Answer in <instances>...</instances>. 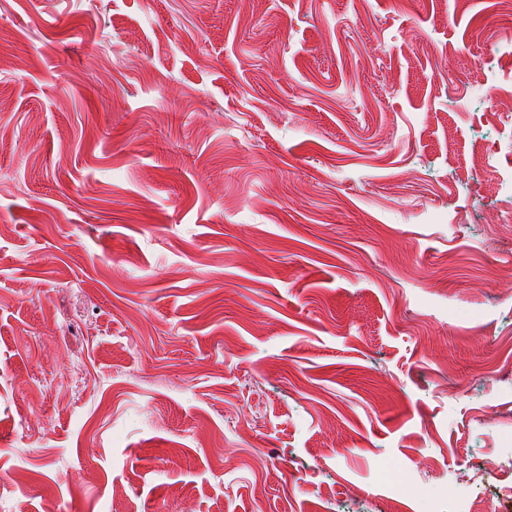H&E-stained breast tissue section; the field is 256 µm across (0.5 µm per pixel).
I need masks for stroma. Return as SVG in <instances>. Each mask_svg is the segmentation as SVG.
<instances>
[{
  "instance_id": "1",
  "label": "stroma",
  "mask_w": 512,
  "mask_h": 512,
  "mask_svg": "<svg viewBox=\"0 0 512 512\" xmlns=\"http://www.w3.org/2000/svg\"><path fill=\"white\" fill-rule=\"evenodd\" d=\"M510 6L0 0V512H498Z\"/></svg>"
}]
</instances>
